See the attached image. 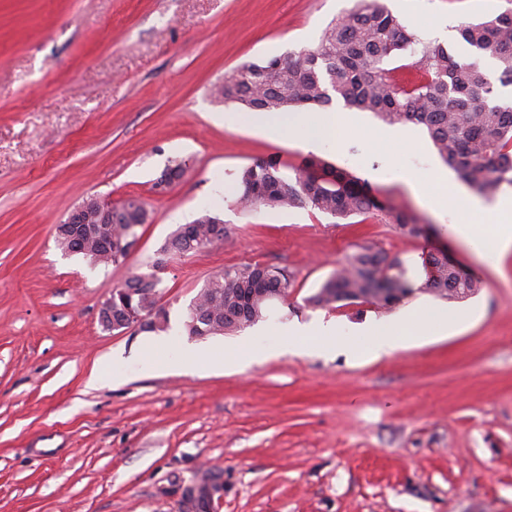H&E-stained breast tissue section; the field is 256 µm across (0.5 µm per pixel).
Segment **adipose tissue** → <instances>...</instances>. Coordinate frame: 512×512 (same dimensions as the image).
<instances>
[{
	"label": "adipose tissue",
	"instance_id": "obj_1",
	"mask_svg": "<svg viewBox=\"0 0 512 512\" xmlns=\"http://www.w3.org/2000/svg\"><path fill=\"white\" fill-rule=\"evenodd\" d=\"M252 122L260 128L279 127L295 145L312 150L331 132L359 135L361 129L343 112H325L310 118L300 112H261ZM410 192L432 213L454 210L453 233L473 246L481 255L502 256L512 252V196L501 198L493 206L460 195L447 177L430 175L429 179L408 181Z\"/></svg>",
	"mask_w": 512,
	"mask_h": 512
}]
</instances>
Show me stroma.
Masks as SVG:
<instances>
[{
    "label": "stroma",
    "mask_w": 512,
    "mask_h": 512,
    "mask_svg": "<svg viewBox=\"0 0 512 512\" xmlns=\"http://www.w3.org/2000/svg\"><path fill=\"white\" fill-rule=\"evenodd\" d=\"M352 0H0V512H182L210 470L209 512H512V253L486 261L407 182L441 168L423 127L411 147L329 137L315 157L364 178L432 225L410 238L384 214L339 220L312 207H238L239 171L306 151L283 131L216 102L242 63L315 46ZM408 29L470 58L456 28L512 0H386ZM185 175L163 193L173 162ZM135 198L150 214L120 264L63 252L55 227L83 199ZM210 212L224 244L169 259L159 276L166 330L104 329L102 302L148 273L178 225ZM360 245L399 257L416 283L444 249L480 290L417 291L400 304L315 307L307 299ZM285 268L293 281L263 317L230 335L188 336L189 305L224 268ZM423 307L463 315L444 336L397 334L369 351L368 327ZM332 322L317 348L285 324ZM237 351L242 365L178 357ZM262 363L246 365L251 353ZM100 381L87 386L90 372Z\"/></svg>",
    "instance_id": "obj_1"
}]
</instances>
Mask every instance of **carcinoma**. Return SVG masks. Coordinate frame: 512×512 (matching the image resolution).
I'll list each match as a JSON object with an SVG mask.
<instances>
[{
    "label": "carcinoma",
    "instance_id": "carcinoma-1",
    "mask_svg": "<svg viewBox=\"0 0 512 512\" xmlns=\"http://www.w3.org/2000/svg\"><path fill=\"white\" fill-rule=\"evenodd\" d=\"M459 39L472 59L462 60L439 41H424L388 9L385 0H353V6L323 32L318 45L296 54L245 62L224 75L213 88L219 102L237 104L247 111L294 112L302 108H327L333 101L361 112H371L383 122L413 123L426 128L439 158L474 194L491 197L503 186L512 187V102L498 98V88L512 86V9L486 22L463 23ZM398 56L406 67L422 74L417 83L399 84L391 78L388 62ZM494 62L495 74L480 61ZM245 209H288L310 205L337 219L383 213L408 237L426 230L410 214L385 207L371 184L327 161L310 157L294 176L275 157L245 167L239 174ZM149 220L142 202L127 200L112 215L108 233L112 245L130 238L129 228ZM217 217L205 211L189 226L196 234L193 246L174 230L160 252L186 255L217 243L211 225ZM58 247L98 265H117L127 253L108 251L102 240L92 239L87 251L77 250L59 224ZM424 287L446 300H463L481 288V282L464 273L443 254H430ZM292 278L284 268L242 265L211 277L189 305L184 327L190 336L234 332L263 317L270 299L283 296ZM264 288L272 298L249 297ZM126 294L112 293V315L126 310H152L158 302L148 275L130 277L122 286ZM416 290L404 263L396 256L362 245L308 297V304L327 307L351 304L358 297L389 309Z\"/></svg>",
    "mask_w": 512,
    "mask_h": 512
}]
</instances>
